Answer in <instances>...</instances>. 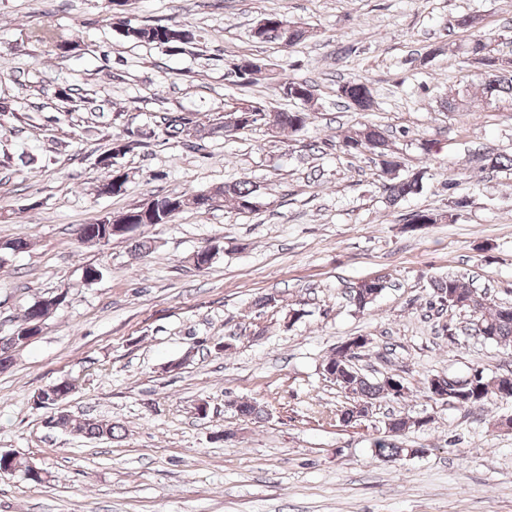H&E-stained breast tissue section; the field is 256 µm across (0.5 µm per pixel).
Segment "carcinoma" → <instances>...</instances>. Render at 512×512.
<instances>
[{
    "label": "carcinoma",
    "instance_id": "carcinoma-1",
    "mask_svg": "<svg viewBox=\"0 0 512 512\" xmlns=\"http://www.w3.org/2000/svg\"><path fill=\"white\" fill-rule=\"evenodd\" d=\"M268 23L262 33L263 41L277 42L285 48L292 47L306 38L307 30L289 22L284 17L271 13L264 17ZM124 36L135 44L152 45L169 53L176 54L184 50V45L190 43V34L178 25L143 24L129 26L124 29ZM466 60H473L487 69L488 80L484 82L485 93L492 97H512V58H503L495 54L492 43L482 37L471 40L459 48ZM313 86L306 81L290 80L284 83L282 91L286 99L298 105L296 109H284L279 112H268L265 107L251 102H236L226 106L224 117L230 115L248 117L246 127L258 123L269 124L277 128L296 129L305 126L309 120L306 107L313 102ZM337 96L347 100L357 110H371L373 95L369 83L363 79L349 80L337 88ZM191 121L180 115L165 114L160 117L159 127L163 134L172 136L178 133L191 132ZM342 147L346 154L353 156L365 150L373 152L379 158V167H384L386 160H391L393 169L401 167L399 157L389 148L384 134L374 124H365L355 128L343 137ZM423 172L417 171L406 177L394 176L385 185L390 204L395 205L409 196L419 193L422 188ZM257 186L249 181H234L211 193L195 195L197 207H209L215 200L223 196L234 202L238 212L253 211L252 204L257 197ZM152 209H144L138 205L125 211L132 224H152L159 220L165 224L171 223L183 210L185 199L181 196H158L151 200ZM385 289L382 283H360L353 294L356 307L363 309L371 304L376 296ZM434 292L441 302L447 303L460 311L468 313L470 325L475 335L482 337L495 345L512 344V307L493 305L477 291L465 286L454 277L439 279L434 282ZM66 300V293L60 292L52 299L45 297L35 300L25 311L23 321L35 316L46 317L53 306H60ZM340 358L327 362L332 371V380L344 390L355 394L354 401L371 404L380 398L398 399L403 396L404 383H399V389L392 391L386 386L385 379H371L361 373L353 363L363 350L338 347ZM479 376L477 390L470 391L462 401L466 407H482L490 401L512 400V374L487 376L480 370L473 371ZM72 391V386L66 382L52 385L34 396L37 408H50L64 400ZM79 430L88 438L118 437L119 426L112 423L87 421ZM375 445L384 449L386 460L392 461L409 453L388 437L376 439Z\"/></svg>",
    "mask_w": 512,
    "mask_h": 512
}]
</instances>
